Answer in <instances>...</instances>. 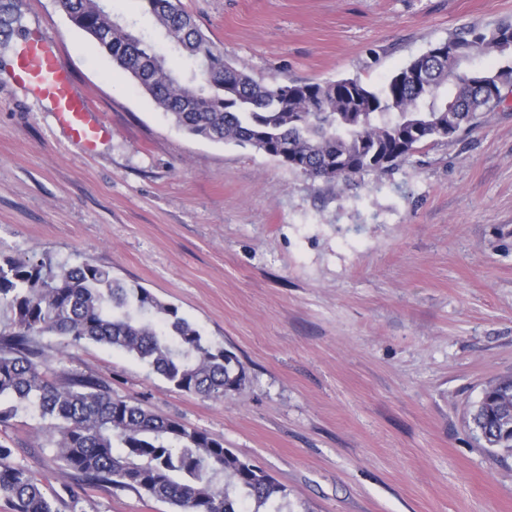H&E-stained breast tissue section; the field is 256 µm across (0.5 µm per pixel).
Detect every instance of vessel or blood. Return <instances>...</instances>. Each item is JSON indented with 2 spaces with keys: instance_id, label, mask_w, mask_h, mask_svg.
Here are the masks:
<instances>
[{
  "instance_id": "vessel-or-blood-1",
  "label": "vessel or blood",
  "mask_w": 512,
  "mask_h": 512,
  "mask_svg": "<svg viewBox=\"0 0 512 512\" xmlns=\"http://www.w3.org/2000/svg\"><path fill=\"white\" fill-rule=\"evenodd\" d=\"M15 76L52 104L72 141L83 149H91L111 134V127L98 119L89 99L74 94L73 75L55 41L40 36L30 41L18 59Z\"/></svg>"
}]
</instances>
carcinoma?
<instances>
[{
  "mask_svg": "<svg viewBox=\"0 0 512 512\" xmlns=\"http://www.w3.org/2000/svg\"><path fill=\"white\" fill-rule=\"evenodd\" d=\"M144 2L170 57L102 0H58V7L179 129L250 145L331 185L384 172L424 143L469 132L495 111L512 80V24L455 34L373 88L357 79L257 80L224 60L181 0ZM15 29L25 30L23 14L5 6L0 31ZM477 54L505 64L469 67ZM0 307L11 312L0 328V424L21 409L37 413L65 474L132 489L172 512H283L277 501L285 489L223 442L114 396L103 379L75 373L59 384L40 362L39 338L63 336L135 357L184 392L224 399L244 384L243 367L175 306L87 259L56 268L45 254L0 256ZM471 423L485 446L512 451V380L485 389ZM0 498L12 512H58L56 497L1 441ZM246 501L252 510H244Z\"/></svg>",
  "mask_w": 512,
  "mask_h": 512,
  "instance_id": "carcinoma-1",
  "label": "carcinoma"
}]
</instances>
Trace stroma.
I'll list each match as a JSON object with an SVG mask.
<instances>
[{"label": "stroma", "instance_id": "stroma-1", "mask_svg": "<svg viewBox=\"0 0 512 512\" xmlns=\"http://www.w3.org/2000/svg\"><path fill=\"white\" fill-rule=\"evenodd\" d=\"M62 42L111 138L88 152L0 56V254L87 259L177 307L246 380L215 401L136 358L42 339L72 373L221 440L284 487V512H512V454L470 412L512 379V94L472 132L335 186L194 137L115 68L56 0H18ZM236 69L378 88L512 0H181ZM42 420L0 425L59 512H171L62 474Z\"/></svg>", "mask_w": 512, "mask_h": 512}]
</instances>
